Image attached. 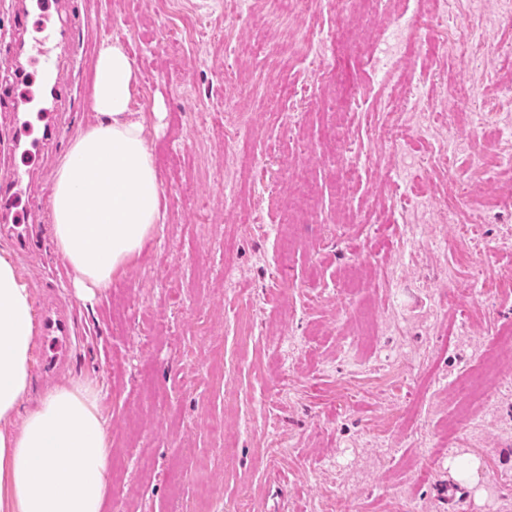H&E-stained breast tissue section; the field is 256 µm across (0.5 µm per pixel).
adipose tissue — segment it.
I'll return each mask as SVG.
<instances>
[{
    "label": "adipose tissue",
    "mask_w": 512,
    "mask_h": 512,
    "mask_svg": "<svg viewBox=\"0 0 512 512\" xmlns=\"http://www.w3.org/2000/svg\"><path fill=\"white\" fill-rule=\"evenodd\" d=\"M137 83L125 47L102 46L92 86L97 121L74 139L49 202L55 244L86 299L111 287L164 218L148 119L132 109ZM34 335V298L0 255V512H104L111 467L99 388L73 379L19 411Z\"/></svg>",
    "instance_id": "adipose-tissue-1"
}]
</instances>
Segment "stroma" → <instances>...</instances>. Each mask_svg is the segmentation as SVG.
Instances as JSON below:
<instances>
[{
    "label": "stroma",
    "mask_w": 512,
    "mask_h": 512,
    "mask_svg": "<svg viewBox=\"0 0 512 512\" xmlns=\"http://www.w3.org/2000/svg\"><path fill=\"white\" fill-rule=\"evenodd\" d=\"M205 27L172 48L180 24L161 0H62L61 22L78 28L74 52L58 51L71 97L55 105L63 137L31 166L28 192L51 194L70 143L96 121L93 64L120 40L139 74L134 109L158 111L150 135L166 221L93 304L78 302L84 343L67 373L32 375L25 406L53 383L85 376L101 387L113 464L107 512H512V384L488 387L474 425L457 429L456 384L486 357L512 372V287L488 288L469 271L512 270V168L491 174L499 207L473 179L466 156L447 165L423 140L410 145L424 181L412 189L437 200L467 191L485 212L470 267L472 293L456 299L448 280L455 224L401 223L385 170H362L336 190V158L322 150L329 123L348 127L377 151L398 114L384 97L428 80L429 111L452 116L458 135L483 146L472 114L510 108L512 18L493 25L496 51L464 67L436 55L438 34L421 24V49L397 57L390 77L369 65L382 45L362 7L323 15L332 45L312 59L301 22L244 24L237 38L278 45L273 56H238L224 36L238 0H187ZM297 32L289 41V32ZM252 87L238 101L252 128L253 164L237 209L224 188V75ZM343 106L328 115L317 99ZM306 167L316 188L295 225L290 271L279 267L280 224L291 203L292 171ZM34 258L0 236L34 299L73 297L75 273L57 250L48 209L31 218ZM368 258L354 267L356 256ZM475 456V482L461 486L448 460ZM497 489L493 507L485 487Z\"/></svg>",
    "instance_id": "35a3bbf8"
}]
</instances>
